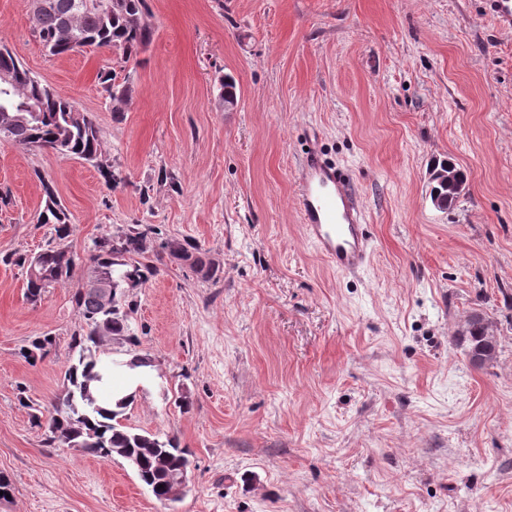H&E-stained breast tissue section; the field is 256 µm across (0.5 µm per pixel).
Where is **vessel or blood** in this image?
I'll return each instance as SVG.
<instances>
[{"mask_svg":"<svg viewBox=\"0 0 512 512\" xmlns=\"http://www.w3.org/2000/svg\"><path fill=\"white\" fill-rule=\"evenodd\" d=\"M297 204L307 236L337 271L366 268L369 245L358 198L344 173L318 153L303 156L297 171Z\"/></svg>","mask_w":512,"mask_h":512,"instance_id":"vessel-or-blood-1","label":"vessel or blood"}]
</instances>
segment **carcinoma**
Listing matches in <instances>:
<instances>
[{
    "label": "carcinoma",
    "mask_w": 512,
    "mask_h": 512,
    "mask_svg": "<svg viewBox=\"0 0 512 512\" xmlns=\"http://www.w3.org/2000/svg\"><path fill=\"white\" fill-rule=\"evenodd\" d=\"M144 2L107 0L104 8H81L79 0H53L52 10L33 12V30L52 56L96 46L121 51V61L126 64L151 41L152 31L142 22ZM100 81L110 99L117 102L128 99L130 87L113 85L111 73L100 74ZM220 98L228 110L237 105L233 81L221 82ZM27 104L36 106L37 111H21ZM3 106L12 112L7 117L0 112V140L26 149L57 144L60 155L87 162L96 161L102 153L101 141L90 116L37 78L23 82L15 93L8 94L0 89V108ZM41 185L45 207L37 223L55 225L57 238L65 239L72 231L70 218L53 186L45 181ZM145 240L146 233L133 229L118 240L102 235L92 242L83 275L72 296L86 330L72 338L78 360L66 372L67 385L53 404L47 442L81 448L103 459L135 458L138 479L151 487L158 500L164 501L171 481L188 461L186 450L173 439L162 441L123 426L117 417L127 407L126 402L118 401L115 408L110 409L96 398V393L108 387L114 371L113 362L101 359V348L113 341L137 343L129 324L134 307L126 303V290L144 283L151 271L149 265L138 260ZM38 258L36 275L27 276L26 283L27 297L32 302L38 301L47 288L70 280L76 268V256L63 248L47 249ZM98 282L112 284L114 294L108 310L89 290ZM492 340L494 337L486 335L480 323L471 324L465 333L454 336L455 345L466 355L478 346L490 347ZM52 345L51 337H37L21 355L33 361L39 355H46Z\"/></svg>",
    "instance_id": "cac0c4a2"
}]
</instances>
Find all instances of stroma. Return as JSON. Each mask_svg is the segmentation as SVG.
<instances>
[{"label": "stroma", "mask_w": 512, "mask_h": 512, "mask_svg": "<svg viewBox=\"0 0 512 512\" xmlns=\"http://www.w3.org/2000/svg\"><path fill=\"white\" fill-rule=\"evenodd\" d=\"M30 17L31 0H0V42L92 117L102 153L0 141V512H512V30L484 0H146L152 38L124 67L109 48L48 56ZM312 145L360 200V273L336 271L300 222ZM447 160L468 180L442 210L429 173ZM45 180L67 239L36 221ZM134 226L155 268L127 291L139 344L103 356L154 361L120 421L187 450L174 503L121 457L47 446L34 412L77 359L76 283L33 303L4 260L84 259ZM475 312L498 342L483 369L453 342ZM39 336L52 347L26 361Z\"/></svg>", "instance_id": "obj_1"}]
</instances>
